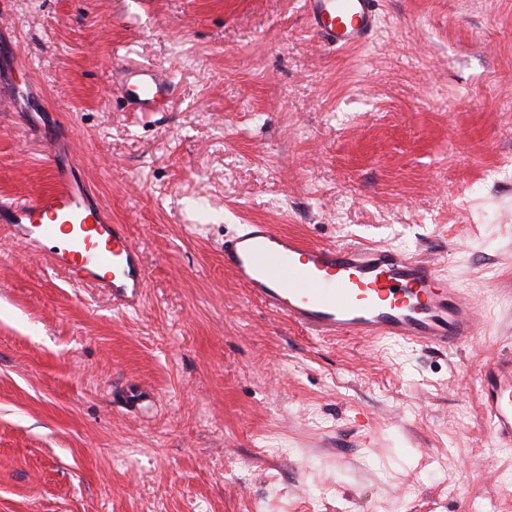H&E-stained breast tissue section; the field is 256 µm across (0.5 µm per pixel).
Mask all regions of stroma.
I'll return each mask as SVG.
<instances>
[{
    "label": "stroma",
    "mask_w": 512,
    "mask_h": 512,
    "mask_svg": "<svg viewBox=\"0 0 512 512\" xmlns=\"http://www.w3.org/2000/svg\"><path fill=\"white\" fill-rule=\"evenodd\" d=\"M302 4L0 0V201L61 155L149 271L121 307L0 223V512H512L479 379L512 355V0H376L336 49ZM242 224L429 261L481 334L314 338L225 270ZM126 86L133 101L145 110L163 101L170 91V82L150 71L129 73Z\"/></svg>",
    "instance_id": "stroma-1"
}]
</instances>
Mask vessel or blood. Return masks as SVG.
Wrapping results in <instances>:
<instances>
[{
  "instance_id": "vessel-or-blood-1",
  "label": "vessel or blood",
  "mask_w": 512,
  "mask_h": 512,
  "mask_svg": "<svg viewBox=\"0 0 512 512\" xmlns=\"http://www.w3.org/2000/svg\"><path fill=\"white\" fill-rule=\"evenodd\" d=\"M375 0H304L306 15L328 46L365 42ZM133 101L151 109L170 91L148 71L129 73ZM54 186L37 199L0 202V221L29 252L47 253L75 283L111 289L121 305L138 301L148 279L125 225L108 220L91 186L53 164ZM224 268L270 313L318 337L395 338L429 349L475 340L479 303L431 263L383 246L315 245L269 224H248L224 242ZM483 413L495 442L512 446V357L480 373Z\"/></svg>"
}]
</instances>
